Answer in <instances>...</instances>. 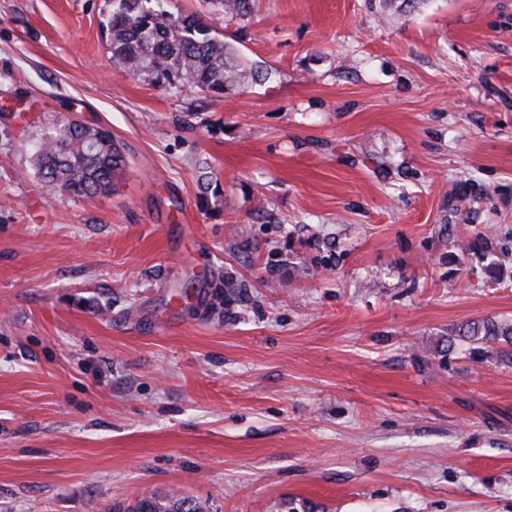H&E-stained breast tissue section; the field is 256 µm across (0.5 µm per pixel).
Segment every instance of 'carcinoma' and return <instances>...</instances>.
Returning a JSON list of instances; mask_svg holds the SVG:
<instances>
[{"instance_id": "cac0c4a2", "label": "carcinoma", "mask_w": 512, "mask_h": 512, "mask_svg": "<svg viewBox=\"0 0 512 512\" xmlns=\"http://www.w3.org/2000/svg\"><path fill=\"white\" fill-rule=\"evenodd\" d=\"M224 21L231 24L252 16L254 0H218ZM106 29L112 58L135 76L150 79L157 87H191L205 93H222L243 84L246 77L267 78L269 69L247 63L233 45L220 39L201 19L172 15L162 0H112ZM35 164L42 188L59 196H95L112 190L122 173L125 158L110 131H90L61 121L35 145ZM464 249L486 261L485 276H504L496 250L487 235H478ZM461 341L470 355L483 354L488 343H505L500 356L512 363V322L487 318L461 325L448 344ZM130 512H202L198 503L181 495L142 497Z\"/></svg>"}]
</instances>
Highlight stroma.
I'll list each match as a JSON object with an SVG mask.
<instances>
[{"instance_id":"stroma-1","label":"stroma","mask_w":512,"mask_h":512,"mask_svg":"<svg viewBox=\"0 0 512 512\" xmlns=\"http://www.w3.org/2000/svg\"><path fill=\"white\" fill-rule=\"evenodd\" d=\"M221 94L112 59V0H0V512H512V0H257ZM109 129L112 190L33 145ZM62 120L35 145V164L42 188L59 196H95L112 190L122 173L121 146L104 128L86 132ZM464 249L471 251L480 256L486 264L483 267L485 276L492 281H499L504 276L503 267L496 261V250L492 240L487 235L475 236L473 240H469ZM454 332L453 337L468 347L471 356L482 355L483 346L488 343L507 344L509 350L504 349L499 354L512 363V322L487 318L463 324ZM453 337H448V347L455 344ZM127 512H202L198 503L188 497L160 495L142 497Z\"/></svg>"}]
</instances>
